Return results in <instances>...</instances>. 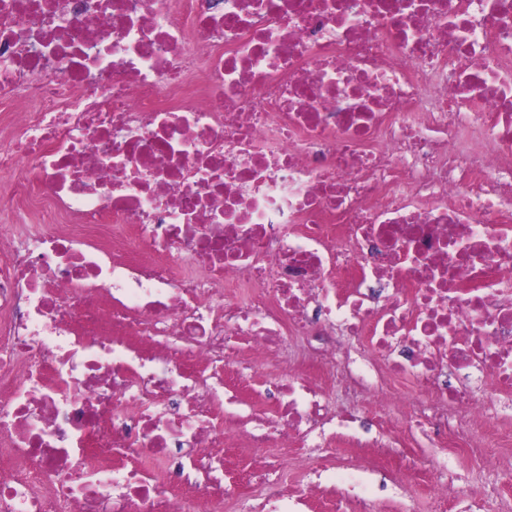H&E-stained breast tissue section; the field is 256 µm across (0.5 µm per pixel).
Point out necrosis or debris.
<instances>
[{
	"instance_id": "4bbe7bcc",
	"label": "necrosis or debris",
	"mask_w": 512,
	"mask_h": 512,
	"mask_svg": "<svg viewBox=\"0 0 512 512\" xmlns=\"http://www.w3.org/2000/svg\"><path fill=\"white\" fill-rule=\"evenodd\" d=\"M5 177L0 512H224L227 442L269 485L512 410V0H0ZM373 381L366 436L323 388ZM303 345L301 339L289 337L288 343L279 352L280 357L262 362L258 366V373L273 378L278 372L281 362H288L289 360L292 363L299 364L303 358Z\"/></svg>"
}]
</instances>
